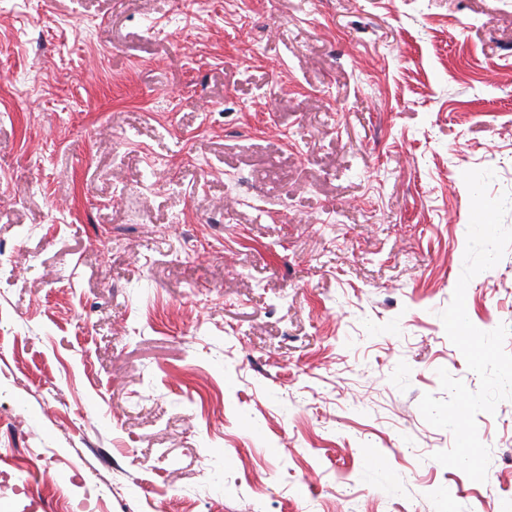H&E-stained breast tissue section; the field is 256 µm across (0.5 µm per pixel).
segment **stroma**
<instances>
[{"label":"stroma","instance_id":"35a3bbf8","mask_svg":"<svg viewBox=\"0 0 512 512\" xmlns=\"http://www.w3.org/2000/svg\"><path fill=\"white\" fill-rule=\"evenodd\" d=\"M473 169L512 0H0V512H512V400L483 483L419 410Z\"/></svg>","mask_w":512,"mask_h":512}]
</instances>
